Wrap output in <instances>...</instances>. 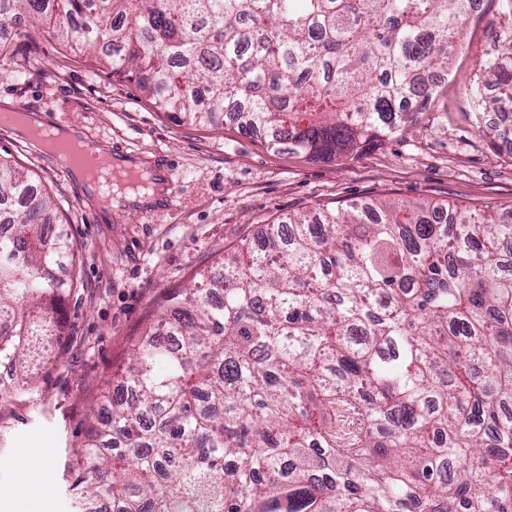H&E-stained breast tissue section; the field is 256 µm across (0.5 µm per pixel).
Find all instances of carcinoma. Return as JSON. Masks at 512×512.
I'll return each instance as SVG.
<instances>
[{
    "label": "carcinoma",
    "instance_id": "1",
    "mask_svg": "<svg viewBox=\"0 0 512 512\" xmlns=\"http://www.w3.org/2000/svg\"><path fill=\"white\" fill-rule=\"evenodd\" d=\"M464 94L512 149V0ZM469 0H0L162 112H227L354 159L445 81ZM493 86L489 100L483 87ZM75 266L47 196L0 155V394L32 393ZM512 212L319 206L165 296L72 459L79 512H512Z\"/></svg>",
    "mask_w": 512,
    "mask_h": 512
}]
</instances>
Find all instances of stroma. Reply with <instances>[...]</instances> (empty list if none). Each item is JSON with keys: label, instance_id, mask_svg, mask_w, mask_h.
I'll list each match as a JSON object with an SVG mask.
<instances>
[{"label": "stroma", "instance_id": "stroma-1", "mask_svg": "<svg viewBox=\"0 0 512 512\" xmlns=\"http://www.w3.org/2000/svg\"><path fill=\"white\" fill-rule=\"evenodd\" d=\"M499 12V0H481L467 17L448 88L414 127L356 159L332 161L270 147L233 119L217 129L184 125L135 83L62 50L50 36L28 41L24 25H14V52L0 59V113L24 109L84 129L103 150L148 169L168 167L174 199L166 208L149 202L102 210L58 171L53 156L33 153L24 135L0 128V154L37 173L80 255L79 275L67 270L61 281L69 294L56 358L41 370L37 392L0 400V487L13 491L0 497V512H76L72 452L163 298L190 287L226 248L259 236L263 224L322 204L379 198L474 212L512 204V154L478 132L463 93ZM33 462L44 466L47 487L20 484V471Z\"/></svg>", "mask_w": 512, "mask_h": 512}]
</instances>
